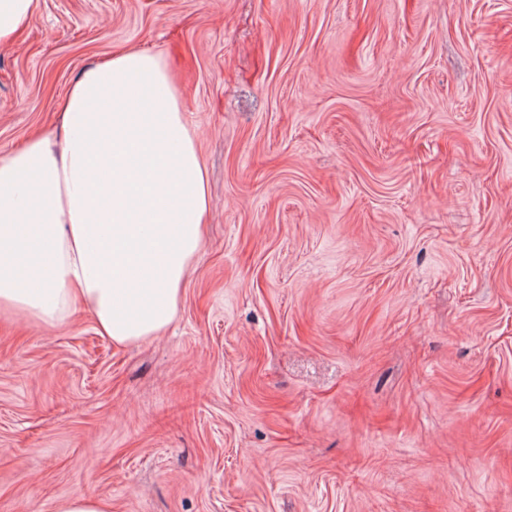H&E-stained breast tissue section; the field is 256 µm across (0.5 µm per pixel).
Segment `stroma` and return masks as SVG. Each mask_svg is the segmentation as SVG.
Masks as SVG:
<instances>
[{
  "label": "stroma",
  "instance_id": "1",
  "mask_svg": "<svg viewBox=\"0 0 512 512\" xmlns=\"http://www.w3.org/2000/svg\"><path fill=\"white\" fill-rule=\"evenodd\" d=\"M170 61L204 246L160 337L0 315V512H512V0H42L0 155ZM110 505L95 495L79 493L58 503L56 512H110Z\"/></svg>",
  "mask_w": 512,
  "mask_h": 512
}]
</instances>
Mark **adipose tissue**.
Here are the masks:
<instances>
[{"instance_id": "ef3b65f1", "label": "adipose tissue", "mask_w": 512, "mask_h": 512, "mask_svg": "<svg viewBox=\"0 0 512 512\" xmlns=\"http://www.w3.org/2000/svg\"><path fill=\"white\" fill-rule=\"evenodd\" d=\"M41 0H0V46ZM170 64L116 50L70 85L58 135L0 157V312L53 328L75 305L117 345L162 334L209 210Z\"/></svg>"}]
</instances>
